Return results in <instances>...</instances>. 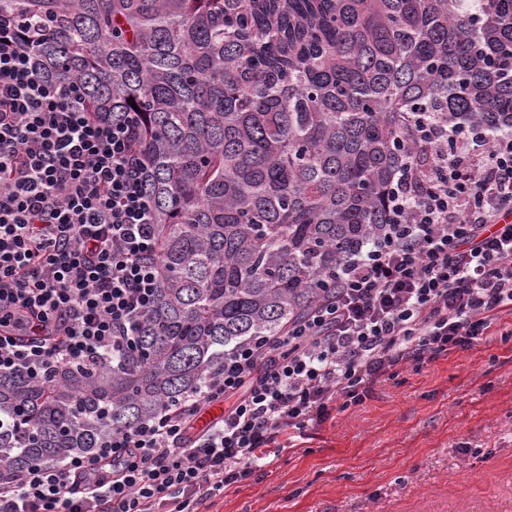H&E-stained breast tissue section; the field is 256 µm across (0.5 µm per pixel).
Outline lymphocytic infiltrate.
Wrapping results in <instances>:
<instances>
[{
  "label": "lymphocytic infiltrate",
  "mask_w": 512,
  "mask_h": 512,
  "mask_svg": "<svg viewBox=\"0 0 512 512\" xmlns=\"http://www.w3.org/2000/svg\"><path fill=\"white\" fill-rule=\"evenodd\" d=\"M45 35L0 17V374L34 379L130 347L160 287L135 119L96 117L76 83L45 80ZM416 137L423 158L403 165L384 240L346 259L301 324L93 454L0 478V512H200L337 401L362 404L396 367L496 335L512 316V133L435 117ZM217 401L222 416L195 430Z\"/></svg>",
  "instance_id": "f902f5d3"
}]
</instances>
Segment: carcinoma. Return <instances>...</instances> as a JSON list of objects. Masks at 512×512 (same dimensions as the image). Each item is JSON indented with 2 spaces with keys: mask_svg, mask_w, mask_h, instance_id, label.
<instances>
[{
  "mask_svg": "<svg viewBox=\"0 0 512 512\" xmlns=\"http://www.w3.org/2000/svg\"><path fill=\"white\" fill-rule=\"evenodd\" d=\"M42 74L136 114L161 288L134 345L0 376V476L91 453L279 336L381 238L407 117L512 132V0H0ZM134 99L133 109L128 99Z\"/></svg>",
  "mask_w": 512,
  "mask_h": 512,
  "instance_id": "cac0c4a2",
  "label": "carcinoma"
}]
</instances>
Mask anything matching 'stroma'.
I'll return each mask as SVG.
<instances>
[{"label":"stroma","mask_w":512,"mask_h":512,"mask_svg":"<svg viewBox=\"0 0 512 512\" xmlns=\"http://www.w3.org/2000/svg\"><path fill=\"white\" fill-rule=\"evenodd\" d=\"M499 329L396 367L202 512H512V317Z\"/></svg>","instance_id":"obj_1"}]
</instances>
